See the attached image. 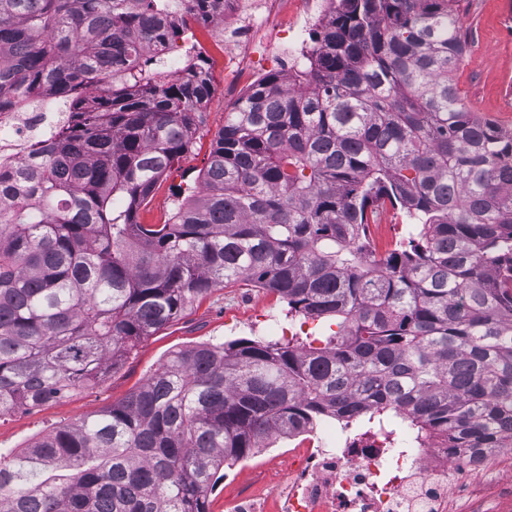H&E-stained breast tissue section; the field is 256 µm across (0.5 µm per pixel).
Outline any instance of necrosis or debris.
Listing matches in <instances>:
<instances>
[{
  "label": "necrosis or debris",
  "mask_w": 512,
  "mask_h": 512,
  "mask_svg": "<svg viewBox=\"0 0 512 512\" xmlns=\"http://www.w3.org/2000/svg\"><path fill=\"white\" fill-rule=\"evenodd\" d=\"M301 3L299 20L285 29L278 25V0H226L238 77L252 76L261 48L287 51L288 68L297 71L313 47L311 29L332 10L330 0ZM68 118L44 105L1 112L0 162L14 166L31 142ZM477 473L445 448H391L377 438L325 431L289 449L287 468L262 479L260 490L232 495L227 512H482Z\"/></svg>",
  "instance_id": "obj_1"
}]
</instances>
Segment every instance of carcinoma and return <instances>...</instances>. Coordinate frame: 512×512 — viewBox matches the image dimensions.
Instances as JSON below:
<instances>
[{
	"mask_svg": "<svg viewBox=\"0 0 512 512\" xmlns=\"http://www.w3.org/2000/svg\"><path fill=\"white\" fill-rule=\"evenodd\" d=\"M213 2L0 0V112L70 113L0 171V417L96 385L240 280L337 330L172 352L0 454V512H209L224 467L323 417L478 463L512 448V130L460 103V0H338L302 69L226 112L200 190L142 224L212 89L201 52L173 74L163 51ZM387 207L407 232L379 253Z\"/></svg>",
	"mask_w": 512,
	"mask_h": 512,
	"instance_id": "1",
	"label": "carcinoma"
}]
</instances>
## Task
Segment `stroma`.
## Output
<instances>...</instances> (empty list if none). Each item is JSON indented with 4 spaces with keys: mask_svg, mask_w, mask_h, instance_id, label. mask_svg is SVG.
<instances>
[{
    "mask_svg": "<svg viewBox=\"0 0 512 512\" xmlns=\"http://www.w3.org/2000/svg\"><path fill=\"white\" fill-rule=\"evenodd\" d=\"M460 18L468 37L464 62L455 74L461 104L478 117L512 130V0H461ZM206 29L210 38L205 54L213 92L204 108L194 146L172 165L140 206L138 218L144 224L164 223L174 208L176 192L194 187L195 178L209 157L212 140L224 125L225 112L242 93L224 73L223 18H214ZM266 308L274 309L280 324L297 328L299 337L307 343L324 340L336 326L332 320L288 317L285 303L246 281L213 289L169 325L142 340L123 365L108 374L99 386L0 417V453L18 451L56 428L93 416L121 401L173 351L208 341L273 339V331L260 319L241 323L234 329L224 324L227 311L254 312ZM292 445V440L278 439L271 448L261 449L226 468L223 478L208 495L209 512H226L227 493L251 488L262 474L271 470V456L282 455Z\"/></svg>",
    "mask_w": 512,
    "mask_h": 512,
    "instance_id": "stroma-1",
    "label": "stroma"
}]
</instances>
